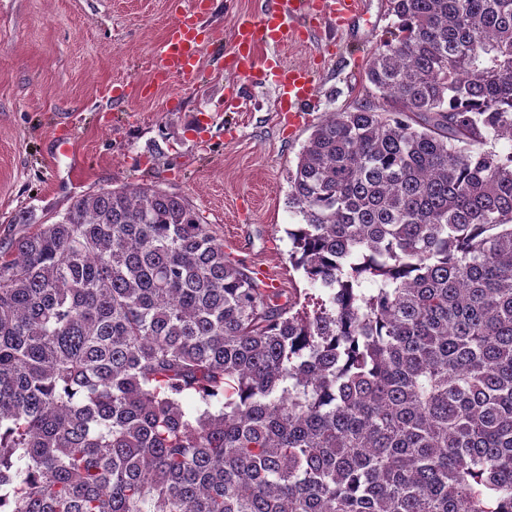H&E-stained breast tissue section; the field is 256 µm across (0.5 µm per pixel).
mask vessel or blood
Returning <instances> with one entry per match:
<instances>
[{
	"instance_id": "vessel-or-blood-1",
	"label": "vessel or blood",
	"mask_w": 512,
	"mask_h": 512,
	"mask_svg": "<svg viewBox=\"0 0 512 512\" xmlns=\"http://www.w3.org/2000/svg\"><path fill=\"white\" fill-rule=\"evenodd\" d=\"M359 7V0H264L258 15L240 18L233 31L230 66L243 74L262 67L271 77L281 97L304 105L315 94V77L306 66L286 63L270 52L273 44L302 41L299 14L321 23L344 25ZM206 0H188V6L169 27L157 64L159 72L175 74L186 84H194L198 74V37L201 33Z\"/></svg>"
}]
</instances>
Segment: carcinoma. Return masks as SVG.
Segmentation results:
<instances>
[{
  "label": "carcinoma",
  "mask_w": 512,
  "mask_h": 512,
  "mask_svg": "<svg viewBox=\"0 0 512 512\" xmlns=\"http://www.w3.org/2000/svg\"><path fill=\"white\" fill-rule=\"evenodd\" d=\"M387 7L288 172L318 292L158 186L0 245V512H512V0Z\"/></svg>",
  "instance_id": "1"
}]
</instances>
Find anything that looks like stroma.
Listing matches in <instances>:
<instances>
[{
    "instance_id": "1",
    "label": "stroma",
    "mask_w": 512,
    "mask_h": 512,
    "mask_svg": "<svg viewBox=\"0 0 512 512\" xmlns=\"http://www.w3.org/2000/svg\"><path fill=\"white\" fill-rule=\"evenodd\" d=\"M187 0H0V242L57 221L92 188L156 184L185 195L229 260L307 282L289 254L288 171L314 127L366 101L365 70L393 18L360 0L341 30L277 51L315 73L297 126L262 69H225L237 19L262 0H212L200 77L156 78L167 27ZM29 213L26 224L15 216Z\"/></svg>"
}]
</instances>
